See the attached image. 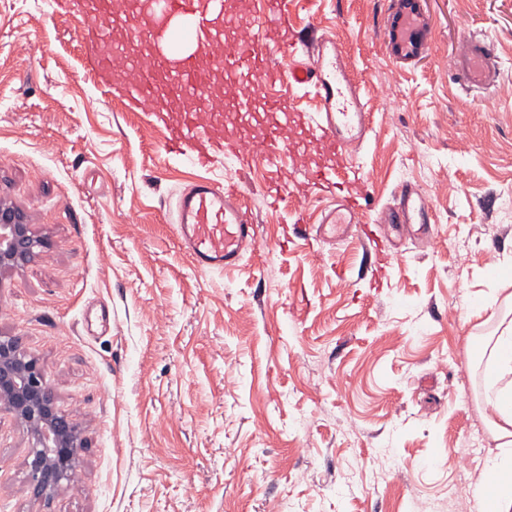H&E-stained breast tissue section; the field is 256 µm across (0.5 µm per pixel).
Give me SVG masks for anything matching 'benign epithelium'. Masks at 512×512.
Wrapping results in <instances>:
<instances>
[{
	"label": "benign epithelium",
	"mask_w": 512,
	"mask_h": 512,
	"mask_svg": "<svg viewBox=\"0 0 512 512\" xmlns=\"http://www.w3.org/2000/svg\"><path fill=\"white\" fill-rule=\"evenodd\" d=\"M42 245L19 212L0 207V270L26 263ZM2 408L29 436L30 453L25 462L29 492L36 499H50L74 478L86 439L57 405L38 360L12 336H0Z\"/></svg>",
	"instance_id": "benign-epithelium-1"
}]
</instances>
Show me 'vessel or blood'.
<instances>
[{"mask_svg": "<svg viewBox=\"0 0 512 512\" xmlns=\"http://www.w3.org/2000/svg\"><path fill=\"white\" fill-rule=\"evenodd\" d=\"M124 4L130 20L128 37L150 39L155 22L143 12L141 0ZM285 7V0H260L259 9L247 13L239 0H161L163 14L180 18L181 23L167 35L172 52L145 63L121 53L112 27L113 0H88L99 22L101 73L135 72L134 82L121 87L120 97L137 105L153 104L166 113L167 143L178 144L193 162L219 149L243 169L278 166L287 150L300 155L308 145L321 146L330 161L313 166L315 178L325 185L338 182L347 187L321 223L340 232L360 222L355 188L362 172L356 153L371 128V117L344 47L326 33L306 37L284 28ZM383 32L387 52L396 61L409 64L432 52V25L421 0H392ZM217 43L224 45L225 54L214 52ZM278 55L288 58V68L279 77L283 93L258 98L236 94L243 81L266 85L274 77L269 62ZM494 57L486 40L468 36L450 57L449 69L470 87L486 89L499 79ZM218 69L224 72L225 96L214 101L211 111L189 109L191 98L209 91ZM308 88L316 89L320 98L313 121L297 112L291 101ZM253 117L260 118L265 133L260 144L245 152L240 137L223 136L224 122L230 119L243 126ZM382 220L425 225L432 223L433 214L426 195L407 184ZM175 233L192 264L203 272L236 266L258 238L240 189L205 180L180 195Z\"/></svg>", "mask_w": 512, "mask_h": 512, "instance_id": "b4317fda", "label": "vessel or blood"}]
</instances>
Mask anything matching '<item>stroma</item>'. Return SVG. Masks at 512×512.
Returning <instances> with one entry per match:
<instances>
[{"mask_svg": "<svg viewBox=\"0 0 512 512\" xmlns=\"http://www.w3.org/2000/svg\"><path fill=\"white\" fill-rule=\"evenodd\" d=\"M390 5L288 0L361 82L364 220L406 183L437 216L429 245L403 238L374 276L354 238L269 207L284 182L318 223L333 200L303 169L165 151L154 106L111 101L118 81L94 71L89 13L0 0V206L47 242L0 270V336L39 359L87 439L77 484L34 500L27 434L0 409V512H480L485 458L463 495L450 460L488 427L481 338L512 302V99L463 89L448 57L486 39L512 81V0H424L434 50L409 66L384 48ZM202 178L245 188L266 252L195 270L173 219Z\"/></svg>", "mask_w": 512, "mask_h": 512, "instance_id": "obj_1", "label": "stroma"}]
</instances>
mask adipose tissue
<instances>
[{
    "mask_svg": "<svg viewBox=\"0 0 512 512\" xmlns=\"http://www.w3.org/2000/svg\"><path fill=\"white\" fill-rule=\"evenodd\" d=\"M485 405L500 440L476 495L482 512H512V321L486 344Z\"/></svg>",
    "mask_w": 512,
    "mask_h": 512,
    "instance_id": "adipose-tissue-1",
    "label": "adipose tissue"
}]
</instances>
